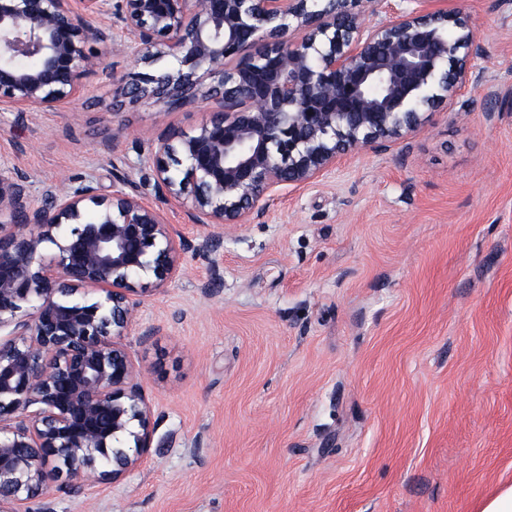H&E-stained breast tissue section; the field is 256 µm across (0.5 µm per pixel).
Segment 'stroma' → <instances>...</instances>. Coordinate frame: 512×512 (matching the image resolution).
<instances>
[{"mask_svg":"<svg viewBox=\"0 0 512 512\" xmlns=\"http://www.w3.org/2000/svg\"><path fill=\"white\" fill-rule=\"evenodd\" d=\"M485 82L388 150L279 190L218 249L180 203L150 197L189 244L124 339L154 447L117 483L50 490L31 512H477L512 485V0H454ZM122 36L96 45L86 93L0 112V164L32 193L113 174L140 143L210 117L145 100L111 114L108 72H143Z\"/></svg>","mask_w":512,"mask_h":512,"instance_id":"35a3bbf8","label":"stroma"}]
</instances>
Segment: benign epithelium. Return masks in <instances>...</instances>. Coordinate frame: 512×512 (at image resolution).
<instances>
[{"instance_id": "7a95c632", "label": "benign epithelium", "mask_w": 512, "mask_h": 512, "mask_svg": "<svg viewBox=\"0 0 512 512\" xmlns=\"http://www.w3.org/2000/svg\"><path fill=\"white\" fill-rule=\"evenodd\" d=\"M358 2L0 0V111L78 97L96 64L88 44L116 29L129 53L168 63L108 73L112 105L213 107L192 132L163 130L139 182L121 178L107 198L82 180L38 199L0 165V512H29L54 483L79 494L116 482L153 447L122 338L147 293L181 275L187 243L147 191L208 229L207 252L224 225L262 216L277 188L396 142L483 85L475 30L445 0H386L373 24Z\"/></svg>"}]
</instances>
